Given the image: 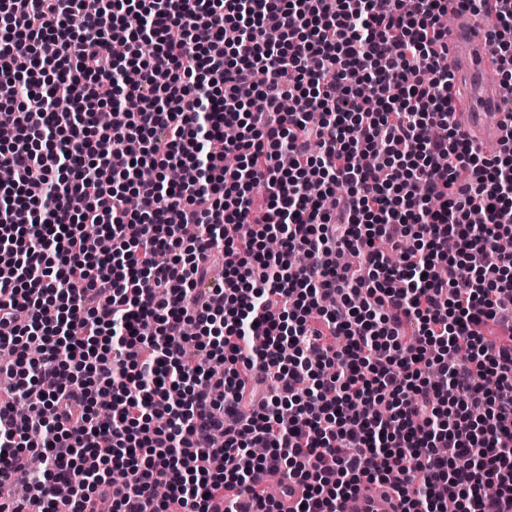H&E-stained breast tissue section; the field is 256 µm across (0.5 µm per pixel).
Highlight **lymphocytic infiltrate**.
<instances>
[{
    "label": "lymphocytic infiltrate",
    "mask_w": 512,
    "mask_h": 512,
    "mask_svg": "<svg viewBox=\"0 0 512 512\" xmlns=\"http://www.w3.org/2000/svg\"><path fill=\"white\" fill-rule=\"evenodd\" d=\"M461 2L512 79V0ZM447 11L0 0L13 512H278L266 473L303 512H512V128L489 158L457 121ZM342 506L341 512H402L397 493L387 485L367 484L355 492Z\"/></svg>",
    "instance_id": "lymphocytic-infiltrate-1"
}]
</instances>
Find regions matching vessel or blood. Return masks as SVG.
Listing matches in <instances>:
<instances>
[{
	"label": "vessel or blood",
	"mask_w": 512,
	"mask_h": 512,
	"mask_svg": "<svg viewBox=\"0 0 512 512\" xmlns=\"http://www.w3.org/2000/svg\"><path fill=\"white\" fill-rule=\"evenodd\" d=\"M448 12L456 18L448 31V64L454 75H468V88L453 86L451 94L464 107L460 117L469 132L483 134L492 143H499L506 127L512 126V114L505 111L499 88L492 76L496 64L485 51L480 38L482 24L464 14L461 0H448ZM495 113L497 121L482 128L481 119ZM397 493L383 484H367L355 492L343 512H402Z\"/></svg>",
	"instance_id": "1"
}]
</instances>
